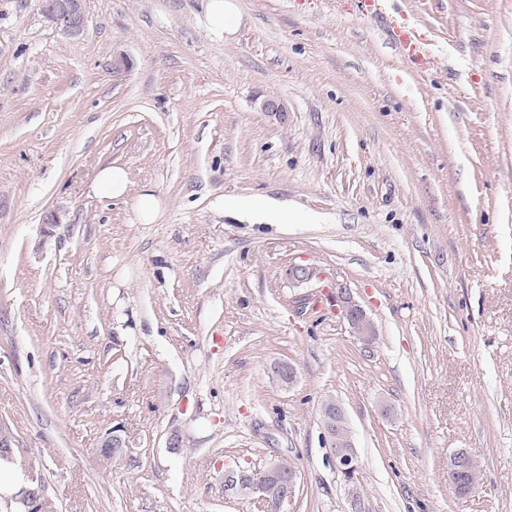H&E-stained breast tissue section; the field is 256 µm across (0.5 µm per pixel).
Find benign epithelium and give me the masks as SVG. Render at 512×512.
<instances>
[{
	"label": "benign epithelium",
	"mask_w": 512,
	"mask_h": 512,
	"mask_svg": "<svg viewBox=\"0 0 512 512\" xmlns=\"http://www.w3.org/2000/svg\"><path fill=\"white\" fill-rule=\"evenodd\" d=\"M41 9L47 19L63 33L72 37L83 34L87 21L86 0H41ZM288 277L298 283L308 282L314 277L313 268L304 264H293L288 268ZM344 292L345 289L341 287L336 292V297L341 299L338 311L350 325L353 334L367 344L375 336L373 325L360 306L344 297ZM333 408V418L323 421L325 437L332 451L336 470L347 483L353 484L359 472L358 456L351 435L339 440L336 434L337 421H346L345 411L338 404L333 405ZM125 447L126 442L119 435L106 438L100 449L102 462H112V459L123 453ZM474 461L475 458L464 451L455 454L450 461L449 472L454 478L453 487L461 497L474 490V486L465 482V475ZM298 480V473L294 469L286 475L283 474L278 460L270 462L260 473L253 472L250 462L246 460L226 474L224 490L231 495L249 497L263 504L270 512H281V506L295 496ZM20 496L25 512H40L41 485L33 484L22 489Z\"/></svg>",
	"instance_id": "benign-epithelium-1"
}]
</instances>
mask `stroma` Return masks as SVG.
Masks as SVG:
<instances>
[{
	"instance_id": "35a3bbf8",
	"label": "stroma",
	"mask_w": 512,
	"mask_h": 512,
	"mask_svg": "<svg viewBox=\"0 0 512 512\" xmlns=\"http://www.w3.org/2000/svg\"><path fill=\"white\" fill-rule=\"evenodd\" d=\"M356 2L238 0L216 44L202 0H87L78 38L0 0V422L52 512H257L224 491L239 458L297 469L283 512H350L354 491L362 512H512V0ZM108 164L163 198L158 222L91 192ZM294 263L320 279L290 283ZM459 451L482 469L466 498ZM391 36L400 56L410 67L417 70L426 67L430 57V49L420 35L412 32L407 27H396ZM336 297L341 299V305L338 308L341 316L350 325L353 334L363 343L371 342L375 336L373 325L368 319L365 311L353 303L350 298L343 297L345 289L336 287ZM332 406L335 413L333 414L334 420L326 419L323 421L325 437L327 438L329 448L332 451L336 470L348 484H354L359 472L358 456L354 449L355 446L349 431L344 439L345 446L340 443L339 437L336 434V420H341L345 423V411L343 407L338 404L334 403ZM476 459L464 451H460L452 458L448 471L452 474L455 482L453 487L461 497L468 496L474 490L475 486L465 482V475L469 466Z\"/></svg>"
}]
</instances>
